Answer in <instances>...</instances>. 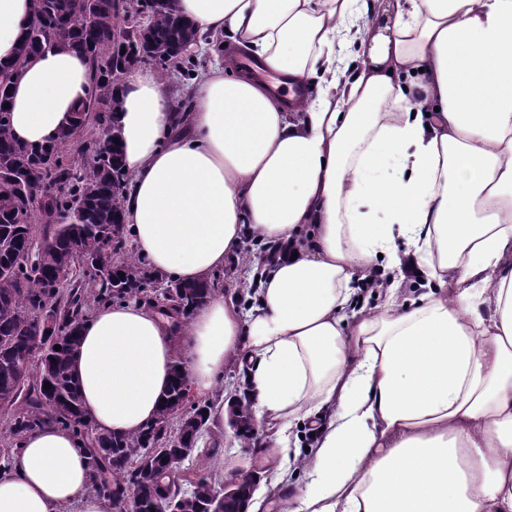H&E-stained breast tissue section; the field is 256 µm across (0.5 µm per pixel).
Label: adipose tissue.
I'll return each instance as SVG.
<instances>
[{
  "instance_id": "obj_1",
  "label": "adipose tissue",
  "mask_w": 512,
  "mask_h": 512,
  "mask_svg": "<svg viewBox=\"0 0 512 512\" xmlns=\"http://www.w3.org/2000/svg\"><path fill=\"white\" fill-rule=\"evenodd\" d=\"M222 63L174 111L165 82L133 71L115 124L130 177L124 217L152 269L196 282L246 238L282 246L188 321L124 302L80 329L71 373L100 432H139L175 368L211 393L247 361L249 398L291 445L316 430L295 512H512V0H173ZM32 0H0L11 66ZM317 85L276 104L239 55ZM359 59L350 69V59ZM92 80L88 56L33 57L9 98L14 139L52 141ZM419 273L411 299L378 264ZM88 453L47 424L0 472V512H112Z\"/></svg>"
}]
</instances>
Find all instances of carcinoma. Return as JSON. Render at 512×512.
<instances>
[{"mask_svg": "<svg viewBox=\"0 0 512 512\" xmlns=\"http://www.w3.org/2000/svg\"><path fill=\"white\" fill-rule=\"evenodd\" d=\"M147 15L143 35L114 45L101 56L96 46L112 32ZM76 17L83 19L72 24ZM199 37L193 23L172 9L169 0H127L122 11L112 0H34V11L17 57L0 69V410L16 408L9 437L19 442L30 431L53 423L88 440L92 487L123 512H248L253 491L239 486L226 495L206 476L182 488L186 461L194 456L210 428L211 405L188 402L183 372L174 381L156 418L138 434L91 432L71 376L70 359L79 347L78 330L90 303L110 304L146 292L158 274L145 268L127 249L124 223L126 174L118 145L111 140L96 150L87 167L63 162L61 153L76 128L97 113L98 125L114 122L122 108L112 78L114 56L140 54L162 70L170 69L180 47ZM78 48L89 55L93 82L88 98L75 110L74 122L55 142L29 146L10 132L6 108L14 76L48 47ZM54 224L33 243V220ZM91 288L92 300L78 291L65 293L74 270ZM216 291L214 282H165L164 299L183 317L204 305ZM60 350H54V346ZM37 365H32L33 358ZM51 387L46 389L44 384ZM229 414L237 421L235 437L254 441V412L246 397H232ZM178 434L168 435L172 420Z\"/></svg>", "mask_w": 512, "mask_h": 512, "instance_id": "1", "label": "carcinoma"}]
</instances>
